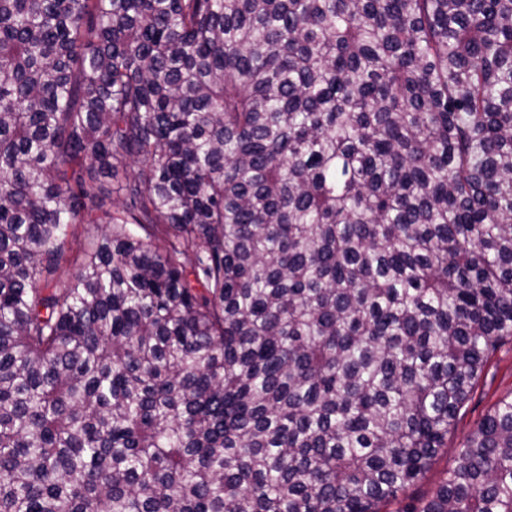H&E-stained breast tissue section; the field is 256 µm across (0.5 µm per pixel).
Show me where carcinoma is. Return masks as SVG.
I'll return each instance as SVG.
<instances>
[{
  "instance_id": "1",
  "label": "carcinoma",
  "mask_w": 512,
  "mask_h": 512,
  "mask_svg": "<svg viewBox=\"0 0 512 512\" xmlns=\"http://www.w3.org/2000/svg\"><path fill=\"white\" fill-rule=\"evenodd\" d=\"M507 338L512 0H0V512H385ZM103 224H77L74 226V235L69 236L64 246L67 261L63 262L58 268L50 273H45L48 279L65 278L74 274L78 266L74 263V258L78 254L80 247L100 235Z\"/></svg>"
}]
</instances>
